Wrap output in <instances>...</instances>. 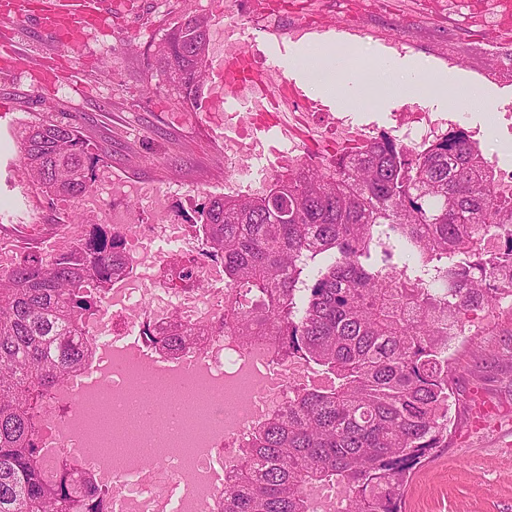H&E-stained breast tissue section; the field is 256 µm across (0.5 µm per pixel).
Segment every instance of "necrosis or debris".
I'll list each match as a JSON object with an SVG mask.
<instances>
[{"instance_id": "1", "label": "necrosis or debris", "mask_w": 512, "mask_h": 512, "mask_svg": "<svg viewBox=\"0 0 512 512\" xmlns=\"http://www.w3.org/2000/svg\"><path fill=\"white\" fill-rule=\"evenodd\" d=\"M136 192L149 200L152 222L132 228L124 212L103 215V223L124 235L127 268L114 277L86 328L94 349L111 345L112 371L97 384L81 386L71 378L50 393L39 435L42 457L49 470L86 476L99 494L101 512H112L116 495L127 512H161L154 472L168 464L192 486L183 512H221V492L208 479L212 451L219 443L230 445L224 477L234 478L237 450L253 429L287 405L289 387L317 382L318 376L298 360L274 358L267 343L246 345L222 329L224 295L216 286L224 281L223 260L200 259L197 238L171 217L167 192L151 184ZM159 241L168 243V251L156 249ZM174 324L198 332L196 345L175 354L156 351L151 361L142 358L141 349ZM124 327L136 330L135 346L120 343ZM157 381L201 386L209 403L189 428L163 404H150L137 436L128 437L127 396ZM104 396L112 407V445L127 451L120 465L99 447L96 427L84 412L88 401Z\"/></svg>"}]
</instances>
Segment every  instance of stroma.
I'll return each instance as SVG.
<instances>
[{
  "label": "stroma",
  "instance_id": "1",
  "mask_svg": "<svg viewBox=\"0 0 512 512\" xmlns=\"http://www.w3.org/2000/svg\"><path fill=\"white\" fill-rule=\"evenodd\" d=\"M212 0H135L113 26L83 31L79 52L66 58L56 80L47 82V66L62 58L34 22L6 24L5 35L28 54L26 61L0 77V226L20 237L55 232L60 218L82 213L76 201L49 199L30 183L19 162V136L25 125L51 118L77 125L87 143L107 154L98 179H134L167 191L177 223L191 224L208 198L225 191L249 193V184L265 181L264 162H275L272 142H262L246 178L235 176L224 160V115L203 117L162 81L154 55L165 35L186 16L207 17L213 32L225 19ZM320 11L330 32L308 33L302 19H289L293 36L288 54L312 41L332 46L354 44L356 56L341 66L365 77L377 67L446 71L452 83L477 85L486 105L448 101L439 95L402 97L390 89L361 95L350 110L303 85L305 96L320 104L310 127L321 143L343 145L339 132L327 130L329 116L352 121L372 135H398V115L426 112L439 131L462 127L493 165L496 175L512 173V23L500 15L471 19V0H376L361 16L357 34L342 25L343 0H324ZM466 335H480L484 350L459 348L452 367L457 403H473L480 419L468 423L451 445L438 449L414 472L405 498L406 512H512V318L496 324L477 319Z\"/></svg>",
  "mask_w": 512,
  "mask_h": 512
}]
</instances>
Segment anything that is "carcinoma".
I'll return each mask as SVG.
<instances>
[{"instance_id":"1","label":"carcinoma","mask_w":512,"mask_h":512,"mask_svg":"<svg viewBox=\"0 0 512 512\" xmlns=\"http://www.w3.org/2000/svg\"><path fill=\"white\" fill-rule=\"evenodd\" d=\"M210 41V21L188 16L155 53L193 108ZM355 156L290 166L257 194L198 211L233 287L224 329L328 378L255 429L222 512H312L306 488L330 483L347 512H402L413 470L462 427L450 415L453 345L506 300L512 314V195L468 133L417 147L382 133ZM19 161L46 196L78 200L104 155L43 119L21 132ZM396 248L413 265L396 266ZM126 267L112 226L91 224L74 249L0 270V512H99L88 483L45 476L37 435L49 390L93 359L81 336ZM195 340L176 325L165 343Z\"/></svg>"}]
</instances>
